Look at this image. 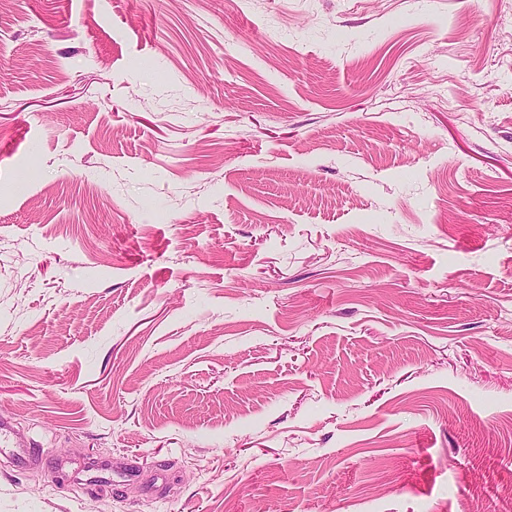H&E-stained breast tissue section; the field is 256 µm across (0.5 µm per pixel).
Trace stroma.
<instances>
[{
  "mask_svg": "<svg viewBox=\"0 0 512 512\" xmlns=\"http://www.w3.org/2000/svg\"><path fill=\"white\" fill-rule=\"evenodd\" d=\"M0 416V512H512V0H0ZM20 463H25L34 454L32 445L27 440L18 436L10 420L0 418V454L7 453Z\"/></svg>",
  "mask_w": 512,
  "mask_h": 512,
  "instance_id": "1",
  "label": "stroma"
}]
</instances>
